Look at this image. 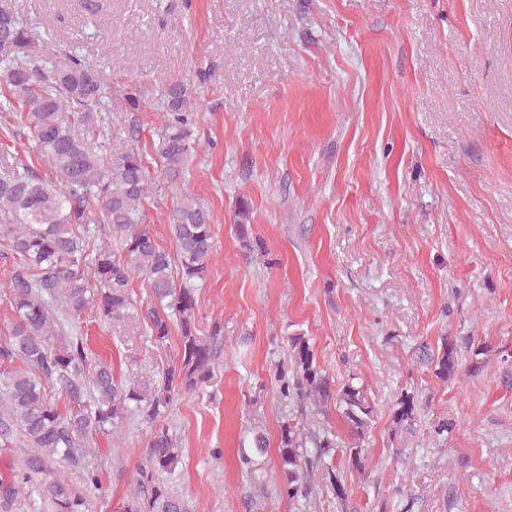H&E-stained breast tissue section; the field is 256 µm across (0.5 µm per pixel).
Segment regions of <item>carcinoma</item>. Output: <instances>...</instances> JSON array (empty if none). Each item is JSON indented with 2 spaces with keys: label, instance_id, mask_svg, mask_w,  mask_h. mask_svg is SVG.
Masks as SVG:
<instances>
[{
  "label": "carcinoma",
  "instance_id": "obj_1",
  "mask_svg": "<svg viewBox=\"0 0 512 512\" xmlns=\"http://www.w3.org/2000/svg\"><path fill=\"white\" fill-rule=\"evenodd\" d=\"M0 112L17 113L27 130L36 162L0 152V258L9 261L8 301L13 320L0 341V441L19 437L26 451L12 476L0 482V512H17L22 491L38 477L51 512H91L83 489L99 483L91 441L121 430L130 404L142 410L151 435L145 463L122 512H191L172 475L182 456L178 440L162 424L176 397L212 379L224 327L199 328L194 284L206 279L213 252L209 211L186 194L169 218L175 253L165 250L141 224L144 201L154 189L147 155L123 138L103 104L97 70L67 56L47 67L24 25L0 4ZM193 103L183 84L167 90L166 112L155 155L161 174L178 180L193 154ZM49 169L41 174L39 165ZM109 224L116 247L97 245L88 225ZM142 279L145 304L133 303L130 284ZM105 324L134 320L160 343L177 333L174 358L159 371L152 390L119 381L112 365L92 359L83 339L71 334L86 310ZM292 365L275 379L282 399L294 404L298 420L280 425L278 454L288 498L306 497L314 468L335 451L325 479L347 506L341 472L366 470L363 442L374 420L366 388L352 381L336 387L319 366L309 339L288 337ZM419 353L433 375L447 383L459 374H478L491 349L443 336ZM53 384L66 397L61 409L46 394ZM344 419L352 442L339 447L334 434L304 432L301 421L326 415ZM418 394L404 388L390 406V440L413 435L419 421ZM314 448L309 455L307 447ZM63 464V470L53 471ZM77 475L75 484L71 475Z\"/></svg>",
  "mask_w": 512,
  "mask_h": 512
}]
</instances>
